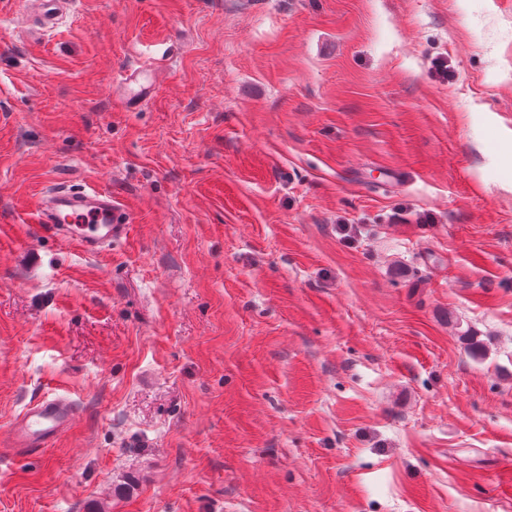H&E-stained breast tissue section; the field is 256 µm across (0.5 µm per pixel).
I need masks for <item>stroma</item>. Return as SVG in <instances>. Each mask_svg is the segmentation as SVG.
I'll use <instances>...</instances> for the list:
<instances>
[{"mask_svg":"<svg viewBox=\"0 0 512 512\" xmlns=\"http://www.w3.org/2000/svg\"><path fill=\"white\" fill-rule=\"evenodd\" d=\"M0 512H512V0H0ZM28 4L41 20V28L44 29L52 28L58 23L63 7L69 4V0H30ZM156 71L147 66L134 70L122 69L119 72V84L123 85L125 94L120 97L121 101L140 105L150 98L157 82ZM37 221L59 239L77 243L86 254L112 246L127 224L110 191L68 186L52 188L39 198ZM70 401L59 396H44L26 407L12 422V447L31 451L46 447L73 418Z\"/></svg>","mask_w":512,"mask_h":512,"instance_id":"obj_1","label":"stroma"}]
</instances>
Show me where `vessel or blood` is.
I'll use <instances>...</instances> for the list:
<instances>
[{"label":"vessel or blood","instance_id":"obj_1","mask_svg":"<svg viewBox=\"0 0 512 512\" xmlns=\"http://www.w3.org/2000/svg\"><path fill=\"white\" fill-rule=\"evenodd\" d=\"M69 0H29L31 11L43 27H54ZM126 101L140 104L154 92L155 69H124L119 73ZM37 221L59 239L77 243L82 251L95 254L111 246L126 228V216L110 191L58 186L38 200ZM74 412L70 401L45 396L26 407L12 422L15 448L31 451L46 447L70 424Z\"/></svg>","mask_w":512,"mask_h":512}]
</instances>
